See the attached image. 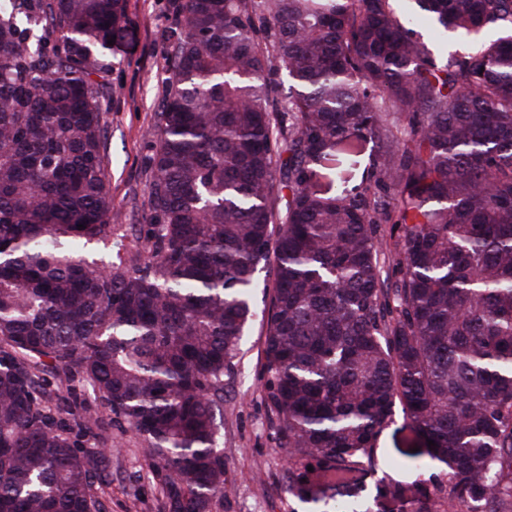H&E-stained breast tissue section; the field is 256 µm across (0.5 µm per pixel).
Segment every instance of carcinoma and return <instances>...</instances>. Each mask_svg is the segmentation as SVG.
<instances>
[{"instance_id": "carcinoma-1", "label": "carcinoma", "mask_w": 512, "mask_h": 512, "mask_svg": "<svg viewBox=\"0 0 512 512\" xmlns=\"http://www.w3.org/2000/svg\"><path fill=\"white\" fill-rule=\"evenodd\" d=\"M404 2L173 0L140 248L107 266L82 251L112 242L98 87L127 0L0 7V512H101L104 421L62 418L83 386L143 438L159 512H212L266 270L288 491L348 485L399 404L446 470L376 497L512 512V0ZM420 22L472 48L437 61ZM336 151L367 175L323 192Z\"/></svg>"}]
</instances>
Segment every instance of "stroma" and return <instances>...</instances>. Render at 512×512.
<instances>
[{"mask_svg": "<svg viewBox=\"0 0 512 512\" xmlns=\"http://www.w3.org/2000/svg\"><path fill=\"white\" fill-rule=\"evenodd\" d=\"M170 0H127L124 37L112 47V69L102 98L108 108L104 143L114 217V238L131 246L125 228L142 223L148 210V159L157 139V114L169 75L166 35L171 25ZM260 322L248 329L234 376L224 381V450L228 483L213 512H318V504L288 491V467L279 452L262 389ZM109 449V488L103 512H158V491L144 454L145 443L122 421H113L99 439ZM416 470L413 463L393 469L384 465L357 473L353 490L371 512H400L399 502L377 498L382 483L407 485L438 472Z\"/></svg>", "mask_w": 512, "mask_h": 512, "instance_id": "obj_1", "label": "stroma"}]
</instances>
